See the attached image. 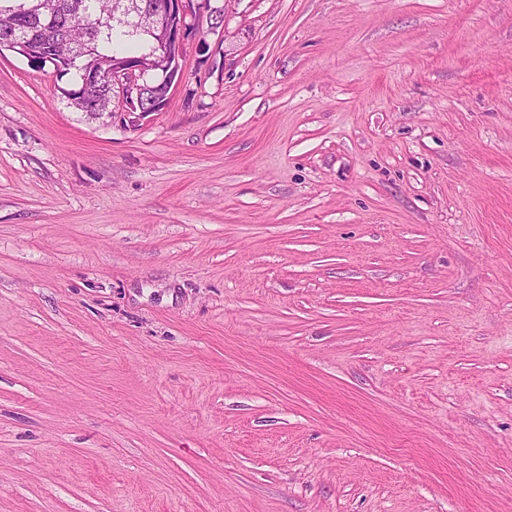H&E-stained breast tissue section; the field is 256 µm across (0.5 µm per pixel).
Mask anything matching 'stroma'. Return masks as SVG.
<instances>
[{"instance_id": "35a3bbf8", "label": "stroma", "mask_w": 512, "mask_h": 512, "mask_svg": "<svg viewBox=\"0 0 512 512\" xmlns=\"http://www.w3.org/2000/svg\"><path fill=\"white\" fill-rule=\"evenodd\" d=\"M210 5L0 52V512H512V0ZM18 1L0 0V44L6 48L4 42L7 32L40 38L43 41L45 60H42L40 66L32 67L43 69L49 62L61 78L74 70L70 88H63L61 94L76 109L88 115L89 112H108L109 115L113 112H149L140 103L144 89L151 81H156L160 86L167 84L166 94L153 112L165 109L175 82L181 76L180 60L185 41L192 35L185 19L187 15L196 13L200 3H195L194 0H147L150 3V24L144 32L155 37L160 54L155 61L131 64L129 61L115 60L124 57H144L151 60L156 54L155 42L144 32L136 33L119 24L109 23L106 19L109 0H59L62 4L54 13L57 0H39L47 3L44 12L49 14L30 10L21 12L20 10L34 5L31 2L34 0H30L20 10L8 12L7 9V14H3L2 8L15 5ZM15 35L8 42L16 46L14 50L30 62L33 51L31 42ZM73 45L80 46L83 50L78 63L69 68L55 66L52 61L57 63L56 55L67 51ZM109 62H112V68L107 74L106 82L113 98L112 112L111 100L106 94L104 82L84 97L76 94V88L83 82L85 66L94 69L98 67L100 70L95 73V77L104 81L101 70Z\"/></svg>"}]
</instances>
